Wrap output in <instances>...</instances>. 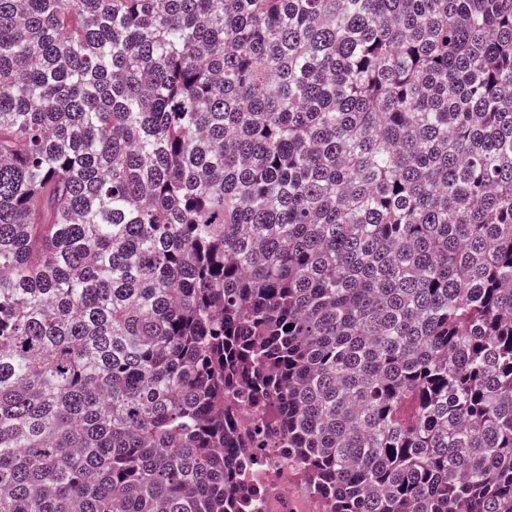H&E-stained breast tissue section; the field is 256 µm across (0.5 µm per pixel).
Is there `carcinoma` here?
I'll list each match as a JSON object with an SVG mask.
<instances>
[{"label":"carcinoma","instance_id":"cac0c4a2","mask_svg":"<svg viewBox=\"0 0 512 512\" xmlns=\"http://www.w3.org/2000/svg\"><path fill=\"white\" fill-rule=\"evenodd\" d=\"M262 448L512 512V0H0V512H251Z\"/></svg>","mask_w":512,"mask_h":512}]
</instances>
